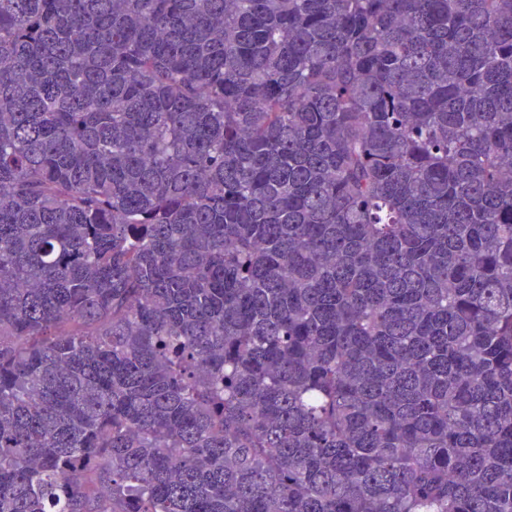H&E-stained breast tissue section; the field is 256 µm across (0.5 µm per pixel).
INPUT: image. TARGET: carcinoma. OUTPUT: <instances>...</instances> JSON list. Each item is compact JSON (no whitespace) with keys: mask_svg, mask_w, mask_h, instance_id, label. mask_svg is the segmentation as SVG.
Returning a JSON list of instances; mask_svg holds the SVG:
<instances>
[{"mask_svg":"<svg viewBox=\"0 0 512 512\" xmlns=\"http://www.w3.org/2000/svg\"><path fill=\"white\" fill-rule=\"evenodd\" d=\"M0 512H512V0H0Z\"/></svg>","mask_w":512,"mask_h":512,"instance_id":"cac0c4a2","label":"carcinoma"}]
</instances>
